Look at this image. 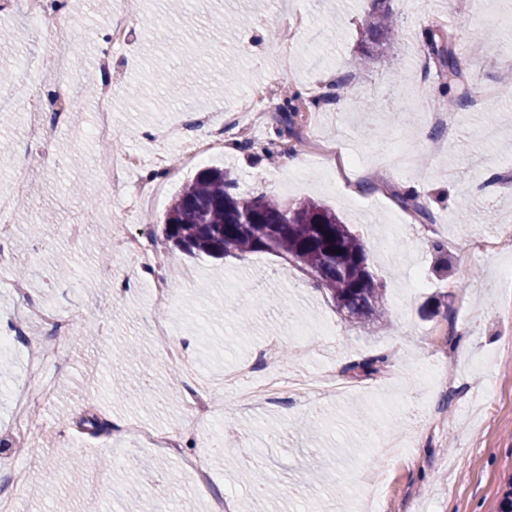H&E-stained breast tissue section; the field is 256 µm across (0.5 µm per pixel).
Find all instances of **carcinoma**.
<instances>
[{
    "label": "carcinoma",
    "mask_w": 512,
    "mask_h": 512,
    "mask_svg": "<svg viewBox=\"0 0 512 512\" xmlns=\"http://www.w3.org/2000/svg\"><path fill=\"white\" fill-rule=\"evenodd\" d=\"M376 43L392 32L388 16L370 24ZM450 84L462 81L454 48L436 35L428 42ZM166 239L190 255L241 257L268 252L291 257L353 323L385 320L382 283L369 269L364 245L335 211L315 200L292 206L265 195L237 192V183L219 168H204L177 194L164 219Z\"/></svg>",
    "instance_id": "obj_1"
}]
</instances>
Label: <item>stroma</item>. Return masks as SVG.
<instances>
[{
	"instance_id": "obj_1",
	"label": "stroma",
	"mask_w": 512,
	"mask_h": 512,
	"mask_svg": "<svg viewBox=\"0 0 512 512\" xmlns=\"http://www.w3.org/2000/svg\"><path fill=\"white\" fill-rule=\"evenodd\" d=\"M78 53L70 106L73 117L54 142L57 163L32 161L23 137L27 105L0 110V197L14 198L12 231L0 237V334L13 350L0 353V498L23 499L28 512H211L232 497L236 512H254L243 479L253 467L278 482L264 512H360L376 497L379 512H499L512 479V247L492 248L512 225V141L481 138L489 112L512 110V0H141L130 46L112 53V94L100 101L84 88L95 72L106 17L121 0H66ZM307 18L291 30L292 13ZM388 14L396 28L383 47L365 50L369 15ZM19 33L0 51V88L26 77L53 94L60 37H46L15 11L4 22ZM450 35L464 78L466 107L448 113L456 133L445 151L427 156L431 134L420 109H408L417 87L439 100L448 88L436 66H423L425 37ZM296 52L279 73V41ZM193 59L184 80L156 82L154 72ZM273 83L269 105L278 121L257 126V147L231 139V152L208 164L230 172L242 191L283 202L314 199L336 211L360 238L383 283L389 323L357 326L291 260L271 253L216 260L189 256L163 237L172 198L198 173L180 169L148 221L123 207V192L101 183L94 158L136 153L147 177L157 156L182 159L186 145L153 138L158 119L192 123L198 112H248L252 84ZM347 82L372 107L339 97ZM304 98L320 94L317 131L344 154L368 163L387 159L389 182L377 191L327 182L302 156L288 169L266 149L296 143L298 123H285L283 87ZM112 110L111 141L89 130L101 104ZM414 189L428 209L432 231L408 236L415 219L402 197ZM84 225L83 239L68 235ZM139 230L144 254L131 257L115 243ZM155 268L173 290L169 306L152 301L143 268ZM24 292H16L17 280ZM48 302L75 322L56 337L60 354L44 372L55 384L45 403V428L20 427L10 388L27 384L30 350L47 340L38 327L16 335L19 309ZM165 322L188 346L199 370L217 376L256 360L267 337L284 340L283 354L258 362L259 371H336L352 385L344 398L239 409L231 394L208 423L183 436L180 453L146 436L179 432L193 378L166 363L153 325ZM381 356L378 373L356 376L352 363ZM441 364L451 393L426 385L428 365ZM149 381L153 400L130 395ZM97 416L106 431L86 430ZM30 454H23V447ZM204 458L207 485L196 484ZM40 481L18 484L16 468Z\"/></svg>"
}]
</instances>
